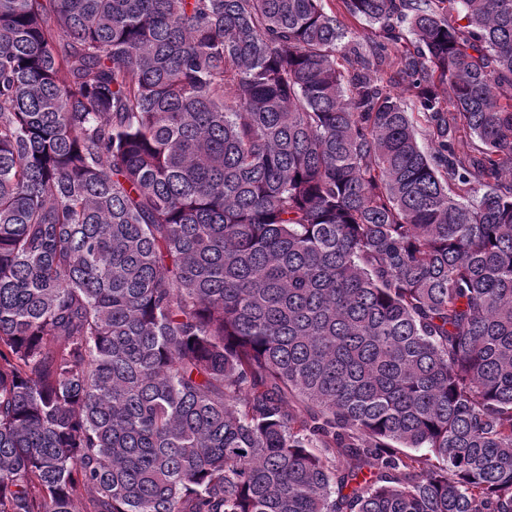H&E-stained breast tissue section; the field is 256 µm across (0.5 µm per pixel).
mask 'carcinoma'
Listing matches in <instances>:
<instances>
[{
    "label": "carcinoma",
    "mask_w": 512,
    "mask_h": 512,
    "mask_svg": "<svg viewBox=\"0 0 512 512\" xmlns=\"http://www.w3.org/2000/svg\"><path fill=\"white\" fill-rule=\"evenodd\" d=\"M340 3L0 0V512H512V0Z\"/></svg>",
    "instance_id": "obj_1"
}]
</instances>
